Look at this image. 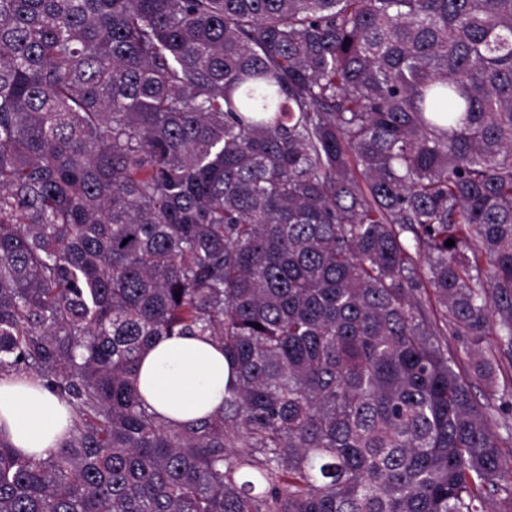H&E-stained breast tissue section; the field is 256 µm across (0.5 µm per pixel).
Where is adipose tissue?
I'll return each instance as SVG.
<instances>
[{"label":"adipose tissue","instance_id":"obj_1","mask_svg":"<svg viewBox=\"0 0 512 512\" xmlns=\"http://www.w3.org/2000/svg\"><path fill=\"white\" fill-rule=\"evenodd\" d=\"M224 353L207 336H171L149 348L138 369L146 403L166 420L207 417L224 404ZM67 408L25 374L0 378V437L25 455L45 458L69 438Z\"/></svg>","mask_w":512,"mask_h":512}]
</instances>
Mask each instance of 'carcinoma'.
I'll use <instances>...</instances> for the list:
<instances>
[{
	"label": "carcinoma",
	"mask_w": 512,
	"mask_h": 512,
	"mask_svg": "<svg viewBox=\"0 0 512 512\" xmlns=\"http://www.w3.org/2000/svg\"><path fill=\"white\" fill-rule=\"evenodd\" d=\"M448 334L512 358V0H0V378L72 421L0 512L512 508ZM228 376L224 352L209 336H171L143 354L138 387L157 413L184 423L222 408Z\"/></svg>",
	"instance_id": "1"
}]
</instances>
